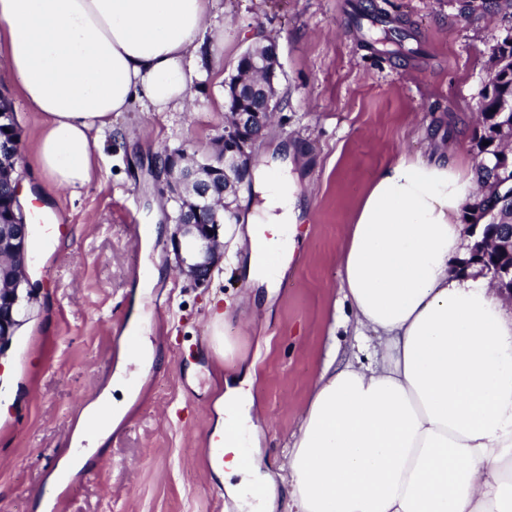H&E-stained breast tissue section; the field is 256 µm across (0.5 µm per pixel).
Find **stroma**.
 <instances>
[{
	"label": "stroma",
	"instance_id": "35a3bbf8",
	"mask_svg": "<svg viewBox=\"0 0 512 512\" xmlns=\"http://www.w3.org/2000/svg\"><path fill=\"white\" fill-rule=\"evenodd\" d=\"M356 0H216L200 31L224 32L189 78L188 109L118 113L93 180L79 193L38 179L43 119L16 83L0 85L20 130L18 172L26 203L40 202L65 229L33 246L37 292L7 358L0 360V512H35L56 489L51 477L81 411L122 358L144 265L159 273L145 304L148 336L162 357L113 432L95 473L72 480L66 512H238L200 459L214 427L224 377L255 369V409L264 420L260 457L277 473L335 337L339 356L358 353L341 294L338 251L374 175L399 159L422 160L444 120H475L488 60L511 19L461 21L451 0H373L410 25L414 55L378 54L348 19ZM273 41L281 107L258 157L300 148L307 203L300 245L269 307L253 299L241 268L217 266L199 285L181 276L170 246L175 203L155 164L163 149L210 157L224 134V83L253 41ZM153 224L150 251L130 224ZM221 328H213L215 311ZM224 348H217L215 334Z\"/></svg>",
	"mask_w": 512,
	"mask_h": 512
}]
</instances>
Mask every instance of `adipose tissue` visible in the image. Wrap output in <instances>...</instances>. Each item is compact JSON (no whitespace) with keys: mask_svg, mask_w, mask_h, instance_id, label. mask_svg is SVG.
Segmentation results:
<instances>
[{"mask_svg":"<svg viewBox=\"0 0 512 512\" xmlns=\"http://www.w3.org/2000/svg\"><path fill=\"white\" fill-rule=\"evenodd\" d=\"M214 2L0 0L9 55L0 80L41 112L37 164L56 188L90 184L113 115L135 103L184 107ZM301 164L292 151L254 170L260 202L245 217L244 270L270 295L298 245ZM475 191L441 141L428 160L402 158L374 176L339 262L343 298L380 350L340 364L328 347L280 479L244 450L262 428L251 368L225 378L213 434L224 440L218 475L240 512H274L282 488L294 512H512V301L477 269L454 266L467 244L461 210ZM142 320L135 311L136 344L83 409L73 445L108 405L91 438L102 448L131 406L133 378L156 359Z\"/></svg>","mask_w":512,"mask_h":512,"instance_id":"adipose-tissue-1","label":"adipose tissue"}]
</instances>
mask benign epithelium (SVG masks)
<instances>
[{
  "instance_id": "obj_1",
  "label": "benign epithelium",
  "mask_w": 512,
  "mask_h": 512,
  "mask_svg": "<svg viewBox=\"0 0 512 512\" xmlns=\"http://www.w3.org/2000/svg\"><path fill=\"white\" fill-rule=\"evenodd\" d=\"M242 58L259 79L225 84V98L235 104L236 110L226 114L219 150L204 161H192L187 153L175 152L164 165L168 195L184 201V220L174 225L170 244L178 259L179 272L196 283L208 281L223 259L218 241L224 225L212 222L213 213L220 209L226 216L233 214L239 192L251 177L255 146L267 136L274 117L272 110L278 105L275 97L268 96L263 101L254 97L264 81L278 79L280 64L275 44H267L262 56L249 48ZM469 225L474 230L481 225L483 231L472 245L465 266L479 265L492 281L512 285V266H493L485 262L488 247L492 245L512 252V232L505 235L501 226L483 225L474 218ZM28 239L29 224L16 193L9 212L0 216V357L11 346L21 326L16 305L22 299L33 300L32 290L26 288Z\"/></svg>"
}]
</instances>
